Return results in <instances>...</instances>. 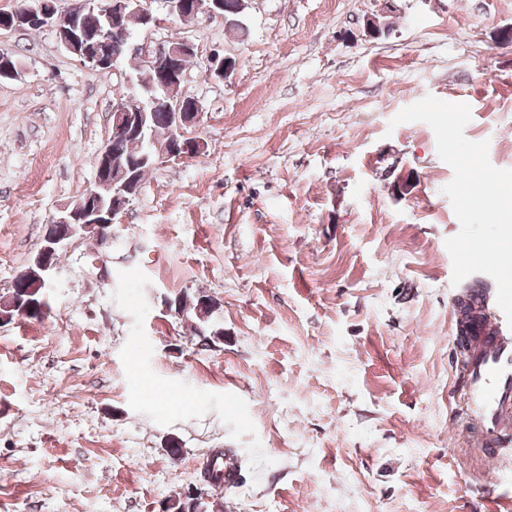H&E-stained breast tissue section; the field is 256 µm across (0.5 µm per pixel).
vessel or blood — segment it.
Instances as JSON below:
<instances>
[{
    "instance_id": "1",
    "label": "vessel or blood",
    "mask_w": 512,
    "mask_h": 512,
    "mask_svg": "<svg viewBox=\"0 0 512 512\" xmlns=\"http://www.w3.org/2000/svg\"><path fill=\"white\" fill-rule=\"evenodd\" d=\"M453 337L469 345L462 384L453 392V422L471 430L489 459L512 450V325L497 304L496 288L476 276L458 289L449 309ZM489 512H512V480H502L486 496Z\"/></svg>"
}]
</instances>
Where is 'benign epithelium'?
Listing matches in <instances>:
<instances>
[{"label":"benign epithelium","mask_w":512,"mask_h":512,"mask_svg":"<svg viewBox=\"0 0 512 512\" xmlns=\"http://www.w3.org/2000/svg\"><path fill=\"white\" fill-rule=\"evenodd\" d=\"M166 13L171 17H182L190 10L193 14L205 13L210 16L226 18L222 0H163ZM142 15L140 22L155 26L160 18L153 14L151 0H109L101 5L96 0H82V3L61 12L55 0H33L26 9L23 19L16 18V11L0 12V31H12L20 28L22 22H29L41 27H50L56 32L57 39L67 52H75V44L81 39L82 26L86 13L94 11L106 16L108 26L100 33L101 42L112 47V40L128 45L132 54L141 57L160 83L162 94L151 97L153 107L160 108L171 116L170 140L159 143L148 142L142 155L143 160L153 159L167 162L199 155L204 150V143L198 137H191L187 129L199 124L202 115L201 103L182 93L185 73L184 60L196 57L199 46L190 40H178L154 49H148L133 43V31L119 24V18L128 8ZM397 11L395 0H380L379 9L366 19L365 33L373 36L385 24V18ZM76 58L85 66L96 70H117L120 60L110 53L82 50L76 52ZM232 68L226 57L214 52L208 58L209 75L224 78ZM135 85L129 84L125 100L118 102L112 110V132L103 149L97 156L93 189L77 203L59 211L46 225L43 245L35 256V268L32 275L41 283H49L56 269L55 255L65 249L71 239L82 236L92 237L102 245H109L114 240L113 226L119 215L126 209L132 198L125 196L129 192L121 175L112 168V155L115 143L122 137L132 116H145V104L142 97L135 94Z\"/></svg>","instance_id":"7a95c632"}]
</instances>
